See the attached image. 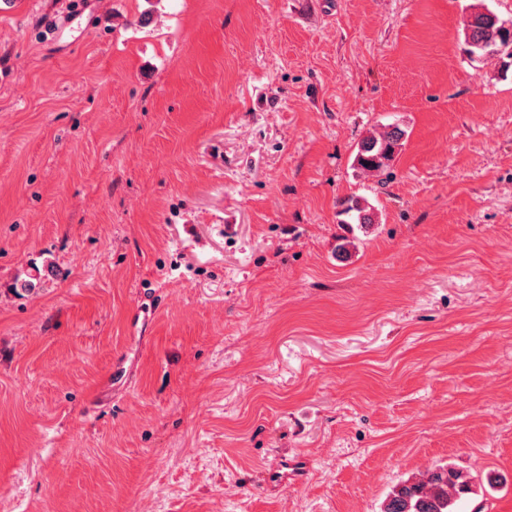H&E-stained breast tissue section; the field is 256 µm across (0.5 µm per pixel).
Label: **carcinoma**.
<instances>
[{
  "instance_id": "cac0c4a2",
  "label": "carcinoma",
  "mask_w": 512,
  "mask_h": 512,
  "mask_svg": "<svg viewBox=\"0 0 512 512\" xmlns=\"http://www.w3.org/2000/svg\"><path fill=\"white\" fill-rule=\"evenodd\" d=\"M467 52L485 58V49H495L512 59V28L507 29L488 9L473 12L465 24ZM405 132L390 126L363 140L356 164L367 173H377L388 166L403 146ZM342 214L353 224L374 222L371 208L356 198L343 202ZM471 492L470 478L449 466L437 467L407 480L389 495L382 512H456L457 501Z\"/></svg>"
}]
</instances>
